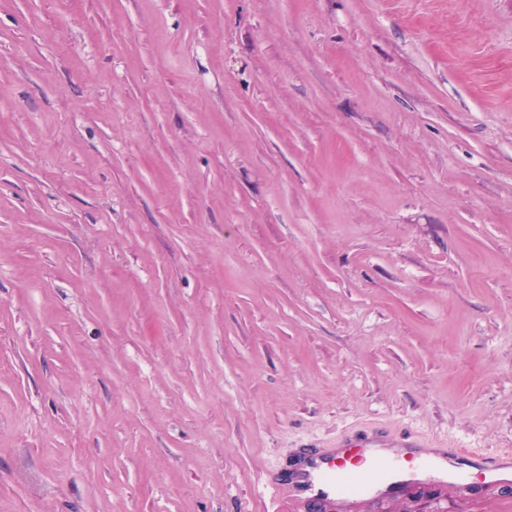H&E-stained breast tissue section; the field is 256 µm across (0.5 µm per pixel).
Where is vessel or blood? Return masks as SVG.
I'll return each instance as SVG.
<instances>
[{
  "label": "vessel or blood",
  "mask_w": 512,
  "mask_h": 512,
  "mask_svg": "<svg viewBox=\"0 0 512 512\" xmlns=\"http://www.w3.org/2000/svg\"><path fill=\"white\" fill-rule=\"evenodd\" d=\"M426 440L411 431H400L388 437L367 431L356 438L324 447L316 443L304 444L300 457L290 472L269 480L271 491L282 492L295 499L322 503L326 512H348L350 496L355 492L386 495L403 486L424 482L431 474L459 483L469 464H485L488 486L498 482L497 472L512 454H489L480 448H456L447 458V467H440L433 459H424L418 466H404L399 461L382 456L368 463L356 462V455L376 448L426 447Z\"/></svg>",
  "instance_id": "obj_1"
}]
</instances>
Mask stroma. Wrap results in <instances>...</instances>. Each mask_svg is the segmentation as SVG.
<instances>
[{"label": "stroma", "instance_id": "35a3bbf8", "mask_svg": "<svg viewBox=\"0 0 512 512\" xmlns=\"http://www.w3.org/2000/svg\"><path fill=\"white\" fill-rule=\"evenodd\" d=\"M371 426L512 450V0H0V512H310Z\"/></svg>", "mask_w": 512, "mask_h": 512}]
</instances>
